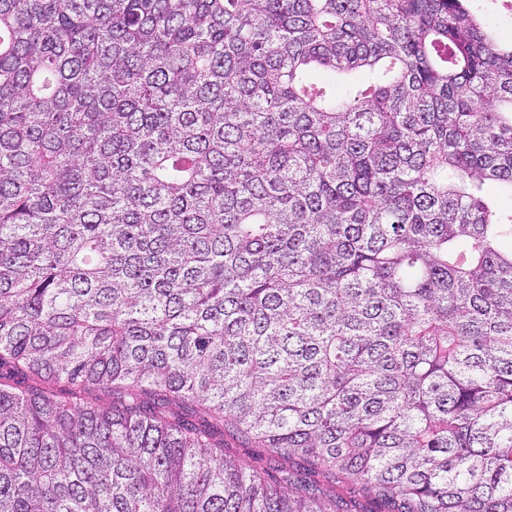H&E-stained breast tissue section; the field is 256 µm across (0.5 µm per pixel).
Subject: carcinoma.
I'll return each mask as SVG.
<instances>
[{
  "instance_id": "carcinoma-1",
  "label": "carcinoma",
  "mask_w": 512,
  "mask_h": 512,
  "mask_svg": "<svg viewBox=\"0 0 512 512\" xmlns=\"http://www.w3.org/2000/svg\"><path fill=\"white\" fill-rule=\"evenodd\" d=\"M492 187L469 0H0V512H512Z\"/></svg>"
}]
</instances>
